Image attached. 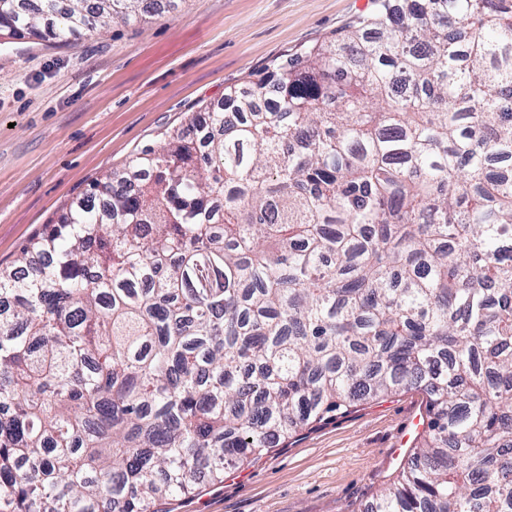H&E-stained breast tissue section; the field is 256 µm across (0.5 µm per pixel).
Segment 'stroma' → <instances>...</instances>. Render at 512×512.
I'll use <instances>...</instances> for the list:
<instances>
[{"instance_id": "35a3bbf8", "label": "stroma", "mask_w": 512, "mask_h": 512, "mask_svg": "<svg viewBox=\"0 0 512 512\" xmlns=\"http://www.w3.org/2000/svg\"><path fill=\"white\" fill-rule=\"evenodd\" d=\"M377 0H162L68 45L0 41V268L66 204L200 104L270 62L323 42ZM417 390L358 404L303 429L168 512H361L400 464L391 448L424 411Z\"/></svg>"}]
</instances>
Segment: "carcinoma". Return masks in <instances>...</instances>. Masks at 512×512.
<instances>
[{
  "instance_id": "obj_1",
  "label": "carcinoma",
  "mask_w": 512,
  "mask_h": 512,
  "mask_svg": "<svg viewBox=\"0 0 512 512\" xmlns=\"http://www.w3.org/2000/svg\"><path fill=\"white\" fill-rule=\"evenodd\" d=\"M14 0L56 43L161 0ZM0 270V512H161L355 404L429 420L364 512H512V0H378Z\"/></svg>"
}]
</instances>
